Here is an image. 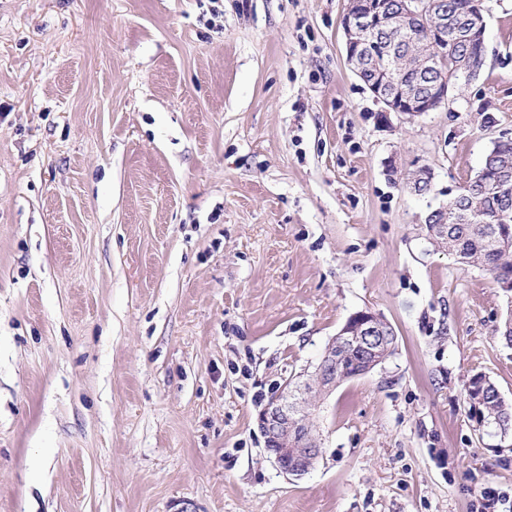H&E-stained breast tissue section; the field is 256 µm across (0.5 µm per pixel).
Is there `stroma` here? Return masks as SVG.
<instances>
[{"instance_id": "obj_1", "label": "stroma", "mask_w": 512, "mask_h": 512, "mask_svg": "<svg viewBox=\"0 0 512 512\" xmlns=\"http://www.w3.org/2000/svg\"><path fill=\"white\" fill-rule=\"evenodd\" d=\"M479 76L406 121L347 0H0V512H475L512 498V315L425 214L512 134V0ZM429 194L410 191L419 167ZM395 353L280 472L257 417L359 310ZM483 392L485 406L483 408L485 418L480 412L481 401L475 398L470 401L471 417L476 423L478 429H483L490 422L495 428H498L504 433L512 432V403L500 399L498 388L495 382L487 375L483 374Z\"/></svg>"}]
</instances>
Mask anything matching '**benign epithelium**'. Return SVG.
Wrapping results in <instances>:
<instances>
[{"label":"benign epithelium","instance_id":"obj_1","mask_svg":"<svg viewBox=\"0 0 512 512\" xmlns=\"http://www.w3.org/2000/svg\"><path fill=\"white\" fill-rule=\"evenodd\" d=\"M427 16L426 34L446 44L453 41L455 19L448 17L439 0H400L397 8H388L380 0H349L342 19L346 59L358 77L373 69L375 78L366 83L374 99L384 111L412 119L433 112L448 101L458 80H472L483 65L486 24L482 10L464 18L465 33L471 51L464 59L448 60L440 75L423 83L409 84L402 80L403 49L415 42L418 19ZM490 167H483L475 181L486 186L501 202L491 222L506 223L512 218V168H498L495 179H486ZM465 185L448 191V204L431 211L424 223H435L434 215L456 205ZM391 325L382 316L370 311L353 313L332 339L318 365L301 385L283 383L277 395L262 409L257 422L264 434L267 453L279 470L294 477L308 473L322 454L318 438L310 434L306 447H295L299 427L311 428L317 405L313 395L326 397L342 381L369 374L382 365ZM352 342L361 348L358 369L349 374L336 368V348Z\"/></svg>","mask_w":512,"mask_h":512}]
</instances>
